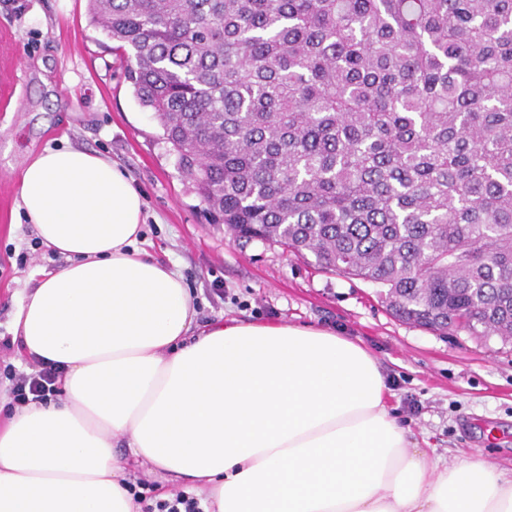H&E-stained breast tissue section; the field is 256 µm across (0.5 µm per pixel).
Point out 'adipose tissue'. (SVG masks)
Instances as JSON below:
<instances>
[{
    "mask_svg": "<svg viewBox=\"0 0 512 512\" xmlns=\"http://www.w3.org/2000/svg\"><path fill=\"white\" fill-rule=\"evenodd\" d=\"M18 208L65 260L12 317L59 396L0 392V512H139L136 465L203 512H512V479L410 445L350 338L221 317L196 329L183 278L138 247L144 200L111 158L44 148Z\"/></svg>",
    "mask_w": 512,
    "mask_h": 512,
    "instance_id": "ef3b65f1",
    "label": "adipose tissue"
}]
</instances>
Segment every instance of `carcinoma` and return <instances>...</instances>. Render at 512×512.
I'll use <instances>...</instances> for the list:
<instances>
[{
  "instance_id": "cac0c4a2",
  "label": "carcinoma",
  "mask_w": 512,
  "mask_h": 512,
  "mask_svg": "<svg viewBox=\"0 0 512 512\" xmlns=\"http://www.w3.org/2000/svg\"><path fill=\"white\" fill-rule=\"evenodd\" d=\"M208 211L512 339V0H89Z\"/></svg>"
}]
</instances>
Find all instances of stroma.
I'll list each match as a JSON object with an SVG mask.
<instances>
[{
	"label": "stroma",
	"mask_w": 512,
	"mask_h": 512,
	"mask_svg": "<svg viewBox=\"0 0 512 512\" xmlns=\"http://www.w3.org/2000/svg\"><path fill=\"white\" fill-rule=\"evenodd\" d=\"M112 46L90 23L88 0H0V99L19 105L0 109V339L31 273L64 263L17 214L26 157L62 145L95 151L141 192L147 252L183 277L198 323L313 325L359 341L412 442L451 462L481 457L511 476L512 342L399 320L373 283L323 272L314 257L276 244L241 245L212 221Z\"/></svg>",
	"instance_id": "1"
}]
</instances>
